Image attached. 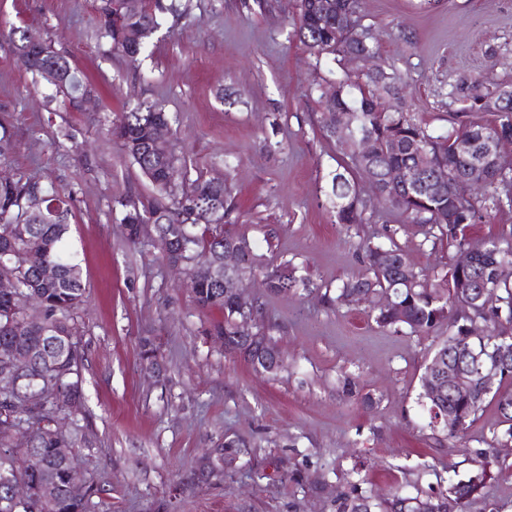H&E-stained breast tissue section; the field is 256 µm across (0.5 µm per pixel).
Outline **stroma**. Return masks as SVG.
Masks as SVG:
<instances>
[{
	"instance_id": "1",
	"label": "stroma",
	"mask_w": 512,
	"mask_h": 512,
	"mask_svg": "<svg viewBox=\"0 0 512 512\" xmlns=\"http://www.w3.org/2000/svg\"><path fill=\"white\" fill-rule=\"evenodd\" d=\"M166 16L139 67L98 31L96 0H0V27L31 26L99 89L91 111L69 112L34 89L0 41V126L13 142L0 174L71 191L69 242L87 302L81 316L84 407L69 417L75 462L96 489V512H336L353 490L383 498L446 488L453 470L484 452L499 464L484 500L467 512H512V447L487 404L461 439L437 441L419 404L420 377L447 325L412 334L377 327L369 304L321 295L363 273L356 246L368 231L393 236L415 268L451 263L399 212L374 208L340 224L328 193L341 143L323 137L319 101L334 72L363 63L315 62L294 35V0H185ZM383 60L406 74L417 118L450 130L456 87L486 73L512 84V0H363ZM160 103L186 180L223 178L239 231L267 261L304 265L319 292L272 294L259 283L261 317L288 369L255 373L208 335L215 312L197 309L162 260L153 231L130 245L118 198L153 195L150 182L107 131L124 108ZM161 365L147 370L141 342ZM361 394L340 392L343 373ZM248 444L233 473L191 474L205 449Z\"/></svg>"
}]
</instances>
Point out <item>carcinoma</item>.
Here are the masks:
<instances>
[{"label":"carcinoma","mask_w":512,"mask_h":512,"mask_svg":"<svg viewBox=\"0 0 512 512\" xmlns=\"http://www.w3.org/2000/svg\"><path fill=\"white\" fill-rule=\"evenodd\" d=\"M188 6L176 0H140V6H130V0H99L98 21L102 37L112 50L121 53L131 65L140 63L147 51V41L133 42L129 34L154 32L159 16L187 13ZM355 16L360 23L357 32H342L343 17ZM361 0H298L296 36L308 53L321 60H334L347 55L378 54L370 27L362 24ZM0 38L12 48L16 61L31 75L34 87L47 84L50 97L61 99L71 111H80L79 100L96 87L72 67L68 58L29 29L10 27L0 30ZM383 83L368 73L357 82L349 74L338 75L332 83L340 97L322 98L325 112L348 108L356 113V131L371 135L377 143L373 159L363 164L354 161L361 177L383 188V177L389 168L417 167L442 164L450 169L465 171L482 159L481 150L470 156L448 153V144L459 133L466 132L479 141L496 138L512 141V85H503L479 75L458 85L456 101L461 104L452 118L460 119V128L446 134L428 131L408 103L403 89L405 78L391 64L379 66ZM490 113L493 120L484 115ZM170 120L159 103L139 104L112 122V135L120 140L125 155L153 185L156 196L142 204L129 199H117L124 224H157V242L162 258L171 259L168 247L175 242L183 247L184 257L194 261L189 278L194 303L204 310H218L223 320L213 324L211 336L224 337V352L246 354L245 360L259 363L265 375L276 377L279 372L265 365L269 352L258 342L248 349L241 343L239 323L243 314L237 303L224 295V274L213 268L214 257L224 253V247L235 245L240 250V273L261 278L266 291L276 294L301 289L311 290L312 281L303 268L290 261L279 264L264 262L263 255L244 233L231 225L233 206L220 178L198 179L200 203L214 213L205 224L193 217L198 204L179 197L169 186L167 171L175 166L174 148L163 152L151 150L155 127ZM512 173H489V184L483 199H469L448 190L420 187L412 195L398 200L388 194L381 203L389 210L405 216L407 225L425 229V238L446 241L471 255L469 270L459 272L453 265H435L417 271L406 265L407 255L393 237L382 242H364L358 246L364 272L349 277L324 297L331 303H342L353 294L388 293L393 305L378 308L374 316L382 328L412 333H426L444 322L448 336L434 350L425 365L420 380L418 402L429 414V427L435 438L451 439L465 433L488 402H495L501 430L494 441L506 448L512 445V392L502 390L512 380V280L503 278L499 268L512 265V237L473 241L465 234L464 224H445L448 210L465 214L469 223L482 220V211L502 202L512 203ZM331 196L336 209V223L361 224L366 203L358 185L345 173L335 171L331 177ZM72 197L64 191L48 189L32 180L0 183V261L17 254L24 255V266L18 273V288L12 293H0V473L13 481L28 483L31 496L18 502L12 487L0 480V512H92V497L97 490L89 486L81 497L71 494L68 484L69 464L56 453L58 448L73 447L72 438L56 431V417L62 411L60 403L69 401L74 410L82 406L81 367L84 350L81 341L80 312L85 302V288L74 253L69 247V217ZM53 275H45L46 270ZM485 288L495 297V303L477 302L462 306L459 301L469 298L467 291ZM36 298L43 305V316L27 313L26 302ZM484 323L481 336H471L468 326ZM25 350L31 357L21 366L30 378L19 387H7L15 365L11 354ZM483 362L496 368L497 386L488 391L481 378H468L471 391L468 399L456 393L458 365ZM440 376L443 391L432 395L427 391L429 379ZM28 393L35 401L26 410L19 405V394ZM456 413L459 422L451 426L436 423L435 417ZM31 436V450L43 460V469L31 472L23 459L1 452L12 447L15 438ZM247 447L244 442L226 439L207 453L198 468L205 477L233 467ZM493 478L491 462L484 459L464 473L448 478L445 490L434 495L403 496L398 493L377 500L365 491L343 499L337 512H462L473 502L484 498L485 489Z\"/></svg>","instance_id":"carcinoma-1"}]
</instances>
